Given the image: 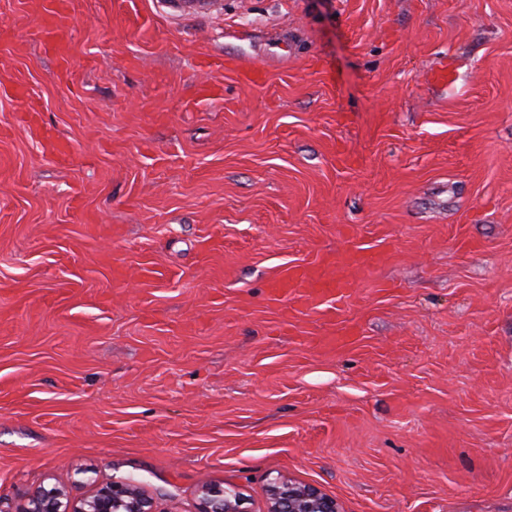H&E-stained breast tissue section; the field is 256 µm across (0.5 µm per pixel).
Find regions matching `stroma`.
I'll use <instances>...</instances> for the list:
<instances>
[{
  "mask_svg": "<svg viewBox=\"0 0 512 512\" xmlns=\"http://www.w3.org/2000/svg\"><path fill=\"white\" fill-rule=\"evenodd\" d=\"M170 2L70 0L64 68L0 0V512H512V0ZM355 245L335 322L269 301ZM266 512H339L336 500L313 486L276 478L268 487ZM155 503L130 485L112 481L96 486L90 495L71 499L59 487H43L20 512H162ZM246 498L235 487L206 485L202 489L200 512H249Z\"/></svg>",
  "mask_w": 512,
  "mask_h": 512,
  "instance_id": "35a3bbf8",
  "label": "stroma"
}]
</instances>
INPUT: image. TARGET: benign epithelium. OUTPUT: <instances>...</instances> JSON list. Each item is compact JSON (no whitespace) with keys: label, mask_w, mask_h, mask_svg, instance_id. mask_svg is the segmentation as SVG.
I'll use <instances>...</instances> for the list:
<instances>
[{"label":"benign epithelium","mask_w":512,"mask_h":512,"mask_svg":"<svg viewBox=\"0 0 512 512\" xmlns=\"http://www.w3.org/2000/svg\"><path fill=\"white\" fill-rule=\"evenodd\" d=\"M246 498L234 487L206 485L200 512H249ZM21 512H158L155 503L123 482L96 486L90 495L73 499L56 486L38 490ZM266 512H339L336 499L313 486L275 479L268 487Z\"/></svg>","instance_id":"1"}]
</instances>
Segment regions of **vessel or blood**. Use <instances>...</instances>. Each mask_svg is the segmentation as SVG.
Here are the masks:
<instances>
[{
  "label": "vessel or blood",
  "mask_w": 512,
  "mask_h": 512,
  "mask_svg": "<svg viewBox=\"0 0 512 512\" xmlns=\"http://www.w3.org/2000/svg\"><path fill=\"white\" fill-rule=\"evenodd\" d=\"M67 15V0H46L36 29L41 46L62 61L67 58ZM385 258L384 252L359 247L336 255L321 253L311 262L289 265L277 272L268 282V296L274 302L295 300L311 308L340 303L352 278L367 275Z\"/></svg>",
  "instance_id": "vessel-or-blood-1"
}]
</instances>
